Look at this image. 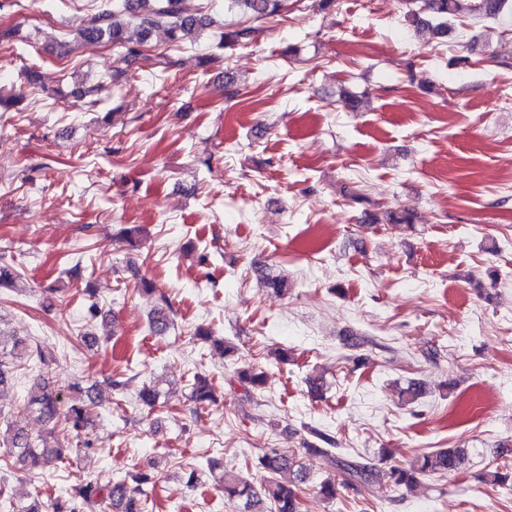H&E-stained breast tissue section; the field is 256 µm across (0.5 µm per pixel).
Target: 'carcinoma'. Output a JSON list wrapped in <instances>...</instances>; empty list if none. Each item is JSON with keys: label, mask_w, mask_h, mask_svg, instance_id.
Wrapping results in <instances>:
<instances>
[{"label": "carcinoma", "mask_w": 512, "mask_h": 512, "mask_svg": "<svg viewBox=\"0 0 512 512\" xmlns=\"http://www.w3.org/2000/svg\"><path fill=\"white\" fill-rule=\"evenodd\" d=\"M228 8H239L251 19L249 24H240L224 30V45L248 46L259 31L257 22L288 12L289 0H225ZM508 0H421L419 10H411L405 20L416 27L430 29L434 35L443 37L448 33V20L462 14L478 13L488 18L499 16ZM138 21L140 39L133 42L125 36L124 19ZM207 26L204 16L187 15L181 8V0H118L116 3H102L95 12L86 16L76 31L77 38L89 42H106L121 49L120 58L132 61L142 55L144 44L153 31L163 29L172 43H182L192 39L202 28ZM370 224H411L413 212L409 208L399 211L365 212ZM21 272L6 261V255H0V288L9 286L20 278ZM11 365L28 366L35 364L44 369L49 362L40 347H34L25 337L0 335V386L8 381L13 371ZM237 381L245 392L259 389L265 385L264 372L248 365L236 371ZM36 391L26 403V410L36 414L51 424L50 429L31 438L23 433H16L8 443V455L0 457V474H7L14 469L36 468L46 456L64 459L65 444L58 438L56 427L63 423L71 435L68 444L75 448H87L89 442L82 439V434L92 422L91 395L71 397L64 402L61 393L52 388L44 376H39L35 383ZM190 397L196 406L204 409L215 403L213 383L204 376L194 375L191 383ZM318 443L308 440L301 448H267L258 457V466L267 473L264 483L255 486L237 474L224 472V495L243 503V512H303L302 490L300 485L307 480L306 471L301 462V455H322L329 467L342 469L347 478L342 484L345 490L384 493L400 486H409L419 478L430 475H447L461 469L465 460L462 448L439 449L418 456L404 466L393 465L387 469L365 459L342 460L333 453L335 439L318 430H311ZM287 473L289 479L281 481L278 475ZM153 476L139 473L133 477V484L126 481H109L105 485L86 477L74 488L71 498L60 502L55 498L50 502L35 500L28 505L15 503L9 497L0 496V512H91L95 507L105 505L112 512H146L148 498L143 486L151 483ZM340 488V489H342ZM336 479L326 478L317 486V493L328 500L336 499L340 494ZM269 510H264V505Z\"/></svg>", "instance_id": "obj_1"}]
</instances>
